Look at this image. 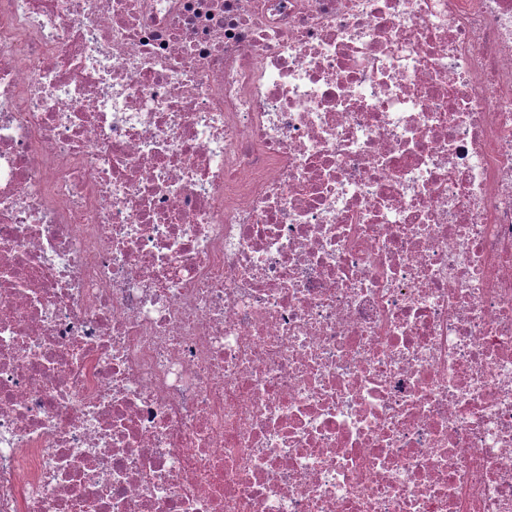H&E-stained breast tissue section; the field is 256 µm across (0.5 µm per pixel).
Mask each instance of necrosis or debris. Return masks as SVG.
<instances>
[{
	"mask_svg": "<svg viewBox=\"0 0 512 512\" xmlns=\"http://www.w3.org/2000/svg\"><path fill=\"white\" fill-rule=\"evenodd\" d=\"M0 512H512V0H0Z\"/></svg>",
	"mask_w": 512,
	"mask_h": 512,
	"instance_id": "obj_1",
	"label": "necrosis or debris"
}]
</instances>
